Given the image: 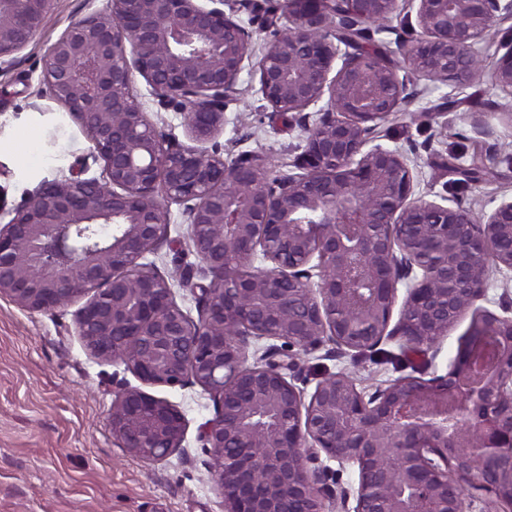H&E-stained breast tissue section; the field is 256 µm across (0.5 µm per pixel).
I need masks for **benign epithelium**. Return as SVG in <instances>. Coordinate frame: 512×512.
<instances>
[{
  "mask_svg": "<svg viewBox=\"0 0 512 512\" xmlns=\"http://www.w3.org/2000/svg\"><path fill=\"white\" fill-rule=\"evenodd\" d=\"M56 0H0V66ZM224 0H107L52 45L41 81L103 162L42 181L0 225V297L30 312L81 304L91 357L121 361L142 384H197L218 403L199 440L225 512H512V312L476 306L490 270L512 273V198L475 215L415 193L402 152L369 146L372 125L407 102L411 78L463 90L487 32L512 0H285L259 63L272 111L318 108L304 173L274 178L254 157L227 162L208 144L224 127L253 32ZM415 10L400 58L340 40L347 23ZM139 74L182 112L190 144L169 140L133 88ZM491 84L512 97V44ZM178 204L209 282L197 317L142 262ZM109 232H104L105 228ZM267 265L244 270L257 255ZM407 281L398 300V284ZM397 321H392L393 312ZM469 325L444 375H407L368 393L343 373L298 386L296 357L325 342L358 354L384 341L436 357ZM270 340L249 362L252 343ZM487 353L470 384L474 350ZM108 425L152 463L182 448L187 421L164 398L123 384ZM357 467V487L327 484L320 455ZM355 500L347 510L349 499Z\"/></svg>",
  "mask_w": 512,
  "mask_h": 512,
  "instance_id": "benign-epithelium-1",
  "label": "benign epithelium"
}]
</instances>
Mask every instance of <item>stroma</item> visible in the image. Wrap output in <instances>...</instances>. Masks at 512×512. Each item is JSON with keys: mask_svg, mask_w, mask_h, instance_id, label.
I'll list each match as a JSON object with an SVG mask.
<instances>
[{"mask_svg": "<svg viewBox=\"0 0 512 512\" xmlns=\"http://www.w3.org/2000/svg\"><path fill=\"white\" fill-rule=\"evenodd\" d=\"M238 21L253 30L250 56L224 103V128L213 140L226 161L259 155L271 164L272 176L298 172L308 124L282 120L258 91L256 70L269 33L263 19L280 15L281 0H230ZM107 0H56L44 27L17 54L12 66L0 69V139L14 142V152L0 155V221L24 204L45 180L80 167L85 177H100L102 164L67 110L55 102L41 82L45 57L75 22L105 9ZM134 91L150 121L170 140L187 143L183 116L175 106L154 98L142 77ZM410 99L398 112L376 124L372 143L405 153L420 193L461 200L474 212L489 211L493 202L512 195V126L492 117L494 137L477 134L471 113L481 105L502 102L488 81L462 90L440 82L409 84ZM67 139L69 151L43 167L31 141L50 148ZM478 163L489 178L462 184L456 166ZM146 262L169 279L177 303L195 312L191 291L200 282L201 262L189 240L187 217L180 205L170 207L167 234ZM77 305L32 313L0 298V512H224V501L211 478L212 459L198 439L200 426L213 418L214 397L195 384L152 387L153 395L178 406L187 420L180 452L156 463L126 454L107 422L113 391L122 381L138 380L121 362H100L86 352L75 330ZM466 323L452 328L436 359L410 354L409 367L369 358H352L333 344L300 354L298 363L313 391L323 372H345L367 391L385 388L396 376L417 368L423 377L446 373Z\"/></svg>", "mask_w": 512, "mask_h": 512, "instance_id": "35a3bbf8", "label": "stroma"}]
</instances>
